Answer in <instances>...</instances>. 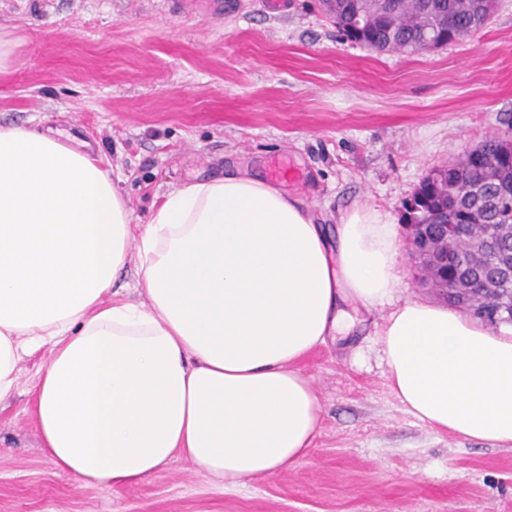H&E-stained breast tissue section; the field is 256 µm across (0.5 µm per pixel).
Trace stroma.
<instances>
[{"instance_id": "obj_1", "label": "stroma", "mask_w": 512, "mask_h": 512, "mask_svg": "<svg viewBox=\"0 0 512 512\" xmlns=\"http://www.w3.org/2000/svg\"><path fill=\"white\" fill-rule=\"evenodd\" d=\"M0 0V125L88 141L147 223L173 185L245 167L334 223L367 202L403 218L435 167L512 138V0L426 53L344 40L320 0ZM360 312L298 363L324 413L307 459L238 489L176 459L85 486L41 446L34 387L49 348L0 402V512H512V445L439 432L405 411Z\"/></svg>"}]
</instances>
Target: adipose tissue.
<instances>
[{"mask_svg": "<svg viewBox=\"0 0 512 512\" xmlns=\"http://www.w3.org/2000/svg\"><path fill=\"white\" fill-rule=\"evenodd\" d=\"M100 157L49 128L0 126V401L23 356L42 446L86 486L137 482L180 457L234 487L296 466L322 404L297 362L376 330L391 392L432 428L512 443V325L400 299V231L362 203L328 231L305 202L240 173L170 188L139 235ZM136 266L146 302L118 299Z\"/></svg>", "mask_w": 512, "mask_h": 512, "instance_id": "ef3b65f1", "label": "adipose tissue"}]
</instances>
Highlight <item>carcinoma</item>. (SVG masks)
<instances>
[{
	"mask_svg": "<svg viewBox=\"0 0 512 512\" xmlns=\"http://www.w3.org/2000/svg\"><path fill=\"white\" fill-rule=\"evenodd\" d=\"M497 0H394L377 7L367 0H341L329 17L339 32L370 50L410 52L429 38L443 47L482 27L480 18L492 15ZM482 164L448 165L429 178L413 197L414 221L434 225L454 252L448 256V276L468 267L476 280H493L496 263L477 258L463 246L477 225L496 231L512 225V139L491 138L477 147Z\"/></svg>",
	"mask_w": 512,
	"mask_h": 512,
	"instance_id": "carcinoma-1",
	"label": "carcinoma"
}]
</instances>
